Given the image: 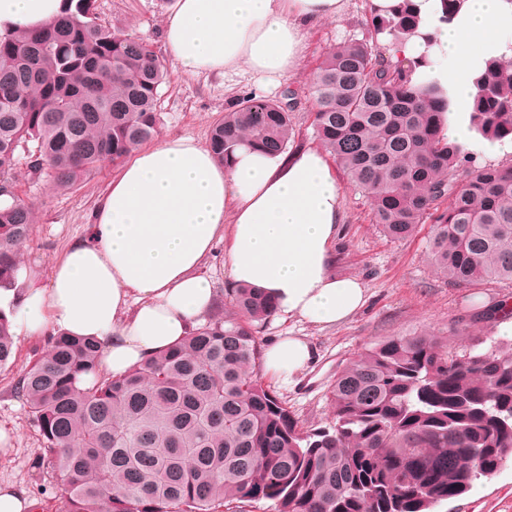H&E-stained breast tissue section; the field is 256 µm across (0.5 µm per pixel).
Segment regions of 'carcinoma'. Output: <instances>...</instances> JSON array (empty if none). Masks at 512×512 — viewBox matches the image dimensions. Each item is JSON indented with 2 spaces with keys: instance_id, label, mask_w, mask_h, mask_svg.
I'll return each mask as SVG.
<instances>
[{
  "instance_id": "carcinoma-1",
  "label": "carcinoma",
  "mask_w": 512,
  "mask_h": 512,
  "mask_svg": "<svg viewBox=\"0 0 512 512\" xmlns=\"http://www.w3.org/2000/svg\"><path fill=\"white\" fill-rule=\"evenodd\" d=\"M63 2L46 26L0 35V288L17 283L34 224L17 166L66 191L163 125L167 70L151 46L101 24L96 0ZM370 22L404 40L421 18L402 0ZM415 69L366 41L339 44L313 78L316 134L384 236L428 222V257L449 285L512 283V165H470L444 134L447 95L416 85ZM477 86L472 127L512 141V61L490 60ZM294 108L246 95L208 146L224 164L242 145L282 153ZM225 292L224 311L118 377L99 370L101 342L50 335L16 393L64 489L59 512H434L512 459V349L459 356L436 334L388 337L336 373L332 424L305 430L260 376L258 324L275 303L255 288ZM13 357L0 312V370Z\"/></svg>"
}]
</instances>
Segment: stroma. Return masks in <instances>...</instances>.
<instances>
[{
  "instance_id": "obj_1",
  "label": "stroma",
  "mask_w": 512,
  "mask_h": 512,
  "mask_svg": "<svg viewBox=\"0 0 512 512\" xmlns=\"http://www.w3.org/2000/svg\"><path fill=\"white\" fill-rule=\"evenodd\" d=\"M172 0H96V13L107 26L122 27L162 49V24ZM365 0H348L344 11L330 21L311 27L297 75L273 90V97L292 92L297 116L294 143L318 146L314 133V101L310 82L322 57L348 40H368ZM168 79L157 104L164 120L162 135H191L207 140L211 124L240 95L252 91L249 79H239L232 91L214 75L189 77L168 64ZM118 169L113 165L88 177L72 190H54L48 182L19 167L15 183L21 199L32 205L35 221L22 248L23 265L40 282H47L53 261L76 241L85 238L94 211ZM344 220L336 243L335 271L358 277L364 284V307L344 323L321 328L303 320L276 314L260 326L262 343L276 337H306L314 349L309 368L295 383L263 373L305 428L328 426L332 420L330 389L340 370L366 347L389 336L435 333L448 339L452 351L464 353L472 346L485 351L512 348V336L501 334L499 324L512 319V285L449 286L430 267L426 257L429 225H420L407 240L393 242L381 235L373 222L366 198L353 187L343 170H336ZM41 336H16V360L0 370V428L12 434L11 452L0 455V486L9 485L32 503L29 512H56L63 490L38 466L43 439L13 385L34 355L40 353ZM483 497L462 495L444 502L437 512H512V460L491 478L482 479Z\"/></svg>"
}]
</instances>
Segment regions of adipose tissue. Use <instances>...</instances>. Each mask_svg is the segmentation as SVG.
I'll use <instances>...</instances> for the list:
<instances>
[{
    "label": "adipose tissue",
    "mask_w": 512,
    "mask_h": 512,
    "mask_svg": "<svg viewBox=\"0 0 512 512\" xmlns=\"http://www.w3.org/2000/svg\"><path fill=\"white\" fill-rule=\"evenodd\" d=\"M422 24L408 40L387 43L389 62L429 57L419 81L447 89L465 117L488 59H512V0H464L450 20L441 0H415ZM62 0H0V33L36 30ZM346 0H174L163 23L167 55L187 75L254 77L280 86L304 57L305 33L336 18ZM325 153L302 148L270 156L239 151L218 163L191 136L139 148L100 200L90 234L54 261L49 282L23 295L0 289V309L29 335L94 337L100 369L119 376L189 336L211 315L217 294L198 273L217 240L239 284L275 299L280 314L324 327L347 321L366 303L355 277L333 269L344 216ZM314 350L285 336L265 350L269 372L295 379Z\"/></svg>",
    "instance_id": "obj_1"
}]
</instances>
